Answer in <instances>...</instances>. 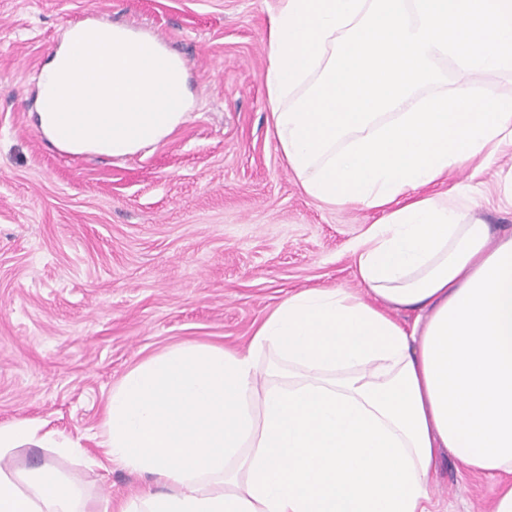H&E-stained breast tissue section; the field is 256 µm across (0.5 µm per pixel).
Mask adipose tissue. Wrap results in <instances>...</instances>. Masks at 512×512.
<instances>
[{"label": "adipose tissue", "instance_id": "obj_1", "mask_svg": "<svg viewBox=\"0 0 512 512\" xmlns=\"http://www.w3.org/2000/svg\"><path fill=\"white\" fill-rule=\"evenodd\" d=\"M372 0H282L267 33L270 121L317 82ZM512 144V97L430 84L301 176L328 206L379 211L355 242L360 297L290 294L231 349L181 344L110 392L99 446L145 488L90 500L50 463L0 467V512H429L441 450L498 477L512 512V237L421 188ZM413 315L412 324L397 313ZM77 452L36 424H0V460Z\"/></svg>", "mask_w": 512, "mask_h": 512}]
</instances>
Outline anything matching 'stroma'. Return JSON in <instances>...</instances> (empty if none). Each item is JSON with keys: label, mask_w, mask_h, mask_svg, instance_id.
<instances>
[{"label": "stroma", "mask_w": 512, "mask_h": 512, "mask_svg": "<svg viewBox=\"0 0 512 512\" xmlns=\"http://www.w3.org/2000/svg\"><path fill=\"white\" fill-rule=\"evenodd\" d=\"M280 0H0V423L27 420L96 453L113 386L184 343L247 346L306 288L359 291L352 244L378 212L324 205L282 160L268 125L267 30ZM165 33L183 60L188 116L121 157L70 154L34 127L38 82L72 25L91 19ZM469 207L493 239L512 235V147L427 188ZM52 463L97 498L147 477ZM495 478L441 452L437 512H488Z\"/></svg>", "instance_id": "35a3bbf8"}]
</instances>
